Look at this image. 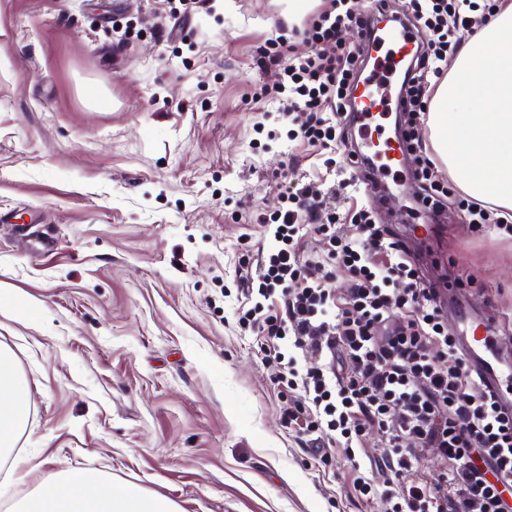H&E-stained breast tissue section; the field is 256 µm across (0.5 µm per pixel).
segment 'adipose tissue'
I'll list each match as a JSON object with an SVG mask.
<instances>
[{
    "mask_svg": "<svg viewBox=\"0 0 512 512\" xmlns=\"http://www.w3.org/2000/svg\"><path fill=\"white\" fill-rule=\"evenodd\" d=\"M434 143L464 190L512 210V0L465 44L431 106ZM28 389L13 353L0 349V456L27 422ZM14 512H179L175 502L98 471L45 473Z\"/></svg>",
    "mask_w": 512,
    "mask_h": 512,
    "instance_id": "obj_1",
    "label": "adipose tissue"
}]
</instances>
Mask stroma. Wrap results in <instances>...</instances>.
Wrapping results in <instances>:
<instances>
[{"label":"stroma","mask_w":512,"mask_h":512,"mask_svg":"<svg viewBox=\"0 0 512 512\" xmlns=\"http://www.w3.org/2000/svg\"><path fill=\"white\" fill-rule=\"evenodd\" d=\"M171 7L0 0V290L27 306L0 311V346L29 390L16 449L43 463L0 462L19 475L0 512L44 472L80 469L180 512H382L343 453L316 463L289 430L224 294L256 269L279 175L319 184L340 214L363 197L275 120L270 149L253 148L257 113L277 109L258 51L300 23L288 0ZM400 179L379 188L403 236L424 216L412 169ZM428 246L433 273L466 281L470 312L512 341V239L476 235L451 205Z\"/></svg>","instance_id":"35a3bbf8"}]
</instances>
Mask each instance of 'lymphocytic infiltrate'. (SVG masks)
<instances>
[{"instance_id": "1", "label": "lymphocytic infiltrate", "mask_w": 512, "mask_h": 512, "mask_svg": "<svg viewBox=\"0 0 512 512\" xmlns=\"http://www.w3.org/2000/svg\"><path fill=\"white\" fill-rule=\"evenodd\" d=\"M467 2L409 0L412 24L427 40L405 90L411 119L426 110L431 78L443 76L463 35L475 30ZM373 22L354 0H331L301 32L311 55L293 59L283 35L261 47L259 67L277 75L266 96L279 104L289 139L339 151L362 57L342 33L370 34ZM410 148L425 203L440 207L450 196L447 183L437 179L422 142L411 139ZM279 197L265 227L271 247L240 293L237 318L241 329L255 333L277 385L293 395L289 429L309 438L317 460H326L330 447L344 448L358 473V494L385 499L387 512H512V409H502L470 372L406 244L378 223L371 207L337 217L313 183L281 180ZM346 221L354 232H343ZM309 232L323 244L315 261L300 249ZM339 271L350 286L334 297L322 282ZM309 352L325 363L302 365ZM373 431L382 451L365 462L356 450ZM430 449L441 466L435 481L425 466ZM366 464L382 481L361 476Z\"/></svg>"}]
</instances>
